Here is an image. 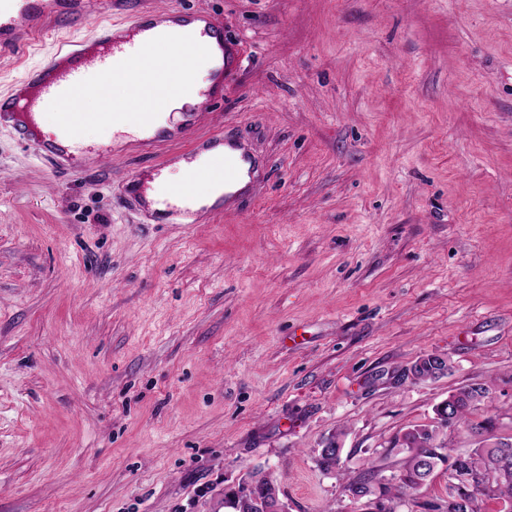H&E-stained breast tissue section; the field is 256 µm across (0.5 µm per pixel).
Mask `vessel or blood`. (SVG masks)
Returning a JSON list of instances; mask_svg holds the SVG:
<instances>
[{"label": "vessel or blood", "instance_id": "1", "mask_svg": "<svg viewBox=\"0 0 512 512\" xmlns=\"http://www.w3.org/2000/svg\"><path fill=\"white\" fill-rule=\"evenodd\" d=\"M90 0H0V47L10 49L24 37L25 25L35 24L50 15L87 16ZM167 43L172 52L189 46L201 47L205 54H218L219 67L213 84L204 91L205 101L224 96V75L232 71L234 59L224 48V33L216 18L191 8L174 10L148 20H136L124 28L110 26L99 30L96 37L69 41L59 46L37 71L34 79L21 83L12 94L0 97V122L19 116L18 130L22 139L35 142L38 150L60 166L81 170L95 158V151L70 154L69 142L80 140L86 120L81 107L94 100L111 97L116 85L127 92L126 112L121 121L135 127L151 124L154 111L163 107L172 94L186 89L182 76L169 71L164 61H155L150 72H142L143 59L154 44ZM58 107L56 116L61 141L44 139L33 121V114L43 104ZM208 140L190 143L188 155L206 154L202 167L187 172L182 187L163 186V196L170 204L165 209L153 208L150 186L141 175H133L126 183V193L153 221L160 224L194 223L199 211L192 203L190 183L203 181L221 188L213 209L229 207L235 189L243 177L250 157L232 141H225L222 152H214Z\"/></svg>", "mask_w": 512, "mask_h": 512}]
</instances>
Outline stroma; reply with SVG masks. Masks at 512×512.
Returning <instances> with one entry per match:
<instances>
[{
    "mask_svg": "<svg viewBox=\"0 0 512 512\" xmlns=\"http://www.w3.org/2000/svg\"><path fill=\"white\" fill-rule=\"evenodd\" d=\"M182 7L237 59L188 129L256 156L236 206L153 223L125 181L181 143L72 173L0 124V512H217L251 476L368 512L346 482H390L449 392L512 408V0H124L32 26L0 95L58 39Z\"/></svg>",
    "mask_w": 512,
    "mask_h": 512,
    "instance_id": "obj_1",
    "label": "stroma"
}]
</instances>
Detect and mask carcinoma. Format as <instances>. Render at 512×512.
<instances>
[{"label": "carcinoma", "mask_w": 512, "mask_h": 512, "mask_svg": "<svg viewBox=\"0 0 512 512\" xmlns=\"http://www.w3.org/2000/svg\"><path fill=\"white\" fill-rule=\"evenodd\" d=\"M481 398L476 399L472 393H461L457 406L450 419V426H465L471 435L482 432L494 433L497 430V419L487 417L478 422L469 420L471 411L488 397L489 389L480 386ZM475 447L468 452L457 455V466L448 473V498L430 504V512H486L487 502L495 500L502 504L500 512H512V465H501L502 457H512V435L500 437L495 446L483 444V440H474ZM446 447L444 441L438 439L435 427L414 425L406 429L391 441L390 450L396 451L404 458L397 476L398 483L392 484L375 481L372 472L363 473L347 482L345 490L355 499L378 498L382 500L378 512H394L385 507L392 499L401 498L407 489L417 490L432 476V472H423L421 462L425 457L440 461L436 450ZM317 466L325 473H332L342 468V446L338 445L327 452L318 453ZM466 489L463 503L456 508L445 506L446 500L454 499L459 490Z\"/></svg>", "instance_id": "cac0c4a2"}]
</instances>
